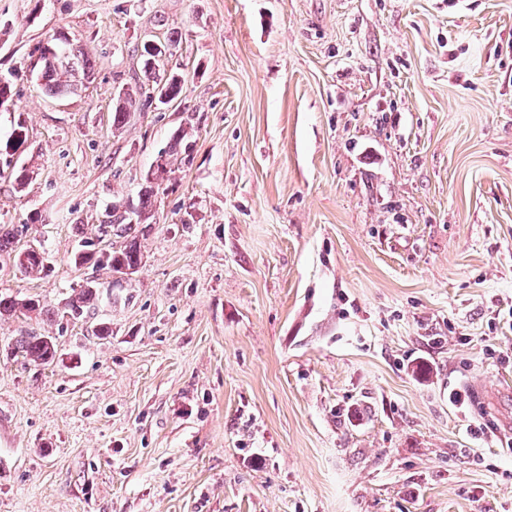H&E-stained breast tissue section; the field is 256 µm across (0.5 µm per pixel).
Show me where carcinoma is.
Here are the masks:
<instances>
[{"label":"carcinoma","mask_w":512,"mask_h":512,"mask_svg":"<svg viewBox=\"0 0 512 512\" xmlns=\"http://www.w3.org/2000/svg\"><path fill=\"white\" fill-rule=\"evenodd\" d=\"M56 50L54 61L46 68L39 71L40 79L45 90L53 96H64L72 94L77 90L78 83L91 77L95 64L78 47L66 44L62 48L53 44ZM162 49L157 46H141L140 57L143 60L142 80H140L138 94L135 98L127 95L120 100L112 111V127L120 129L130 123L131 118L140 108L152 105L156 101L162 105L171 103L177 99L182 92V79L176 75H170L163 85H157L155 80L157 67L160 66ZM187 133L177 130L172 136L169 146L160 152L164 162L157 165L155 174L161 175L167 172L170 158L176 156L180 162L188 164L191 162V145L187 142ZM27 141V130L22 121H17L9 137L0 140V157L7 158L6 165H11L9 158L13 157L19 148ZM157 190L153 185V179L146 178V186L138 194L137 203L112 204V207L105 208L99 230L113 238L110 243L111 249L102 252L95 264L105 266L111 270L137 269L142 264V254L137 246L136 232L141 224L142 218L151 213L155 203ZM17 263L28 275H39L46 269L45 255H22L16 254ZM99 296V291L82 288L71 297L66 303V309L74 317L80 318L90 311L94 301ZM35 311L39 303L30 300L20 303L9 296L0 294V316L10 314L18 309ZM17 351L23 358L40 364L53 360L55 356L54 343L50 336H38L32 334L24 336L19 340Z\"/></svg>","instance_id":"obj_1"}]
</instances>
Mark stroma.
<instances>
[{
    "instance_id": "obj_1",
    "label": "stroma",
    "mask_w": 512,
    "mask_h": 512,
    "mask_svg": "<svg viewBox=\"0 0 512 512\" xmlns=\"http://www.w3.org/2000/svg\"><path fill=\"white\" fill-rule=\"evenodd\" d=\"M147 39L183 92L114 130ZM1 78L0 512H512V0H0ZM182 128L139 270L75 265ZM56 50L54 61L39 71L45 90L53 96L72 94L78 83L91 77L95 64L78 47L67 43L61 48L52 44ZM26 141L27 130L25 124L22 121H17L9 137L5 141L0 139V160L4 156L7 167H10L12 160H8V158H12L19 148L25 145ZM188 139L187 133L184 130H177L172 136L171 142L169 146L165 148L163 151L159 153V155L164 157V162L162 164H157V168L155 172H152L151 175L156 174V178L160 177L161 174L171 172V168L167 170V167L170 163V158L176 156L175 159L180 158V163L189 164L191 162V145L189 142H186ZM98 289L90 290L89 288H80V291L71 297L66 303V309L74 318H80L90 311L94 301L99 296ZM17 351L23 358L39 364H45L53 360L55 356L54 343L51 336H22L18 342Z\"/></svg>"
}]
</instances>
